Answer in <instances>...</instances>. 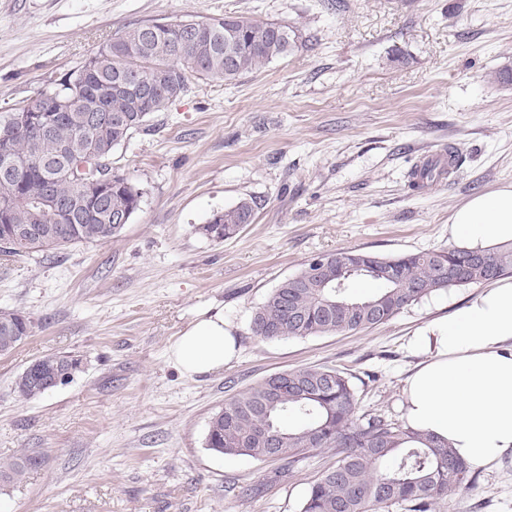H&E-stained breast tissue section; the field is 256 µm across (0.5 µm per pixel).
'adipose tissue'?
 Here are the masks:
<instances>
[{
  "label": "adipose tissue",
  "instance_id": "1",
  "mask_svg": "<svg viewBox=\"0 0 512 512\" xmlns=\"http://www.w3.org/2000/svg\"><path fill=\"white\" fill-rule=\"evenodd\" d=\"M458 248L512 242V184L471 196L452 213ZM418 361L403 390L407 428L447 445L471 470L512 461V279L494 280L465 305L409 340ZM237 354L223 314L200 316L169 348L186 375H204Z\"/></svg>",
  "mask_w": 512,
  "mask_h": 512
}]
</instances>
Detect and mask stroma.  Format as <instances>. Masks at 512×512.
<instances>
[{"label": "stroma", "mask_w": 512, "mask_h": 512, "mask_svg": "<svg viewBox=\"0 0 512 512\" xmlns=\"http://www.w3.org/2000/svg\"><path fill=\"white\" fill-rule=\"evenodd\" d=\"M300 31L288 55L234 81L198 80L112 156L143 190L122 234L25 257L0 255V310L33 332L0 356V512H300L334 452L290 466L205 446L211 415L285 369L327 366L354 386L358 414L402 422L406 340L477 294L451 288L389 322L337 336L266 341L251 317L319 254L385 256L450 247L469 197L512 184V0H0V116L80 66L105 39L157 19L225 14ZM456 148L450 177L414 191L425 156ZM249 199L238 236L204 235ZM223 313L239 354L180 373L170 344L201 311ZM81 369L23 401L33 361ZM429 512H512V466L470 472ZM80 359L66 353H53L36 360L33 368L29 366L16 377L13 383L14 392L25 400L35 399L49 391L47 375L54 369L70 370V382L79 371Z\"/></svg>", "instance_id": "stroma-1"}]
</instances>
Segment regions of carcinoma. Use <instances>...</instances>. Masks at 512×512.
Wrapping results in <instances>:
<instances>
[{"label":"carcinoma","instance_id":"1","mask_svg":"<svg viewBox=\"0 0 512 512\" xmlns=\"http://www.w3.org/2000/svg\"><path fill=\"white\" fill-rule=\"evenodd\" d=\"M302 41L299 30L272 22H255L226 14L206 21H153L127 28L101 43L56 87L43 93L29 122L0 140V253L25 256L74 244L104 243L119 236L139 210L142 191L118 167L99 193L112 204L107 220L82 217L71 224H42L28 188L50 187L62 203L81 193L75 175L92 151L112 155L142 129L151 115L166 110L188 92L195 79L231 84L242 75L288 54ZM443 175L435 165L413 169V178L431 184ZM255 220L247 199L224 209L202 226L216 241L236 237ZM351 250L324 256L328 273L352 261ZM365 272L333 290L309 276L312 263L282 280L255 310L254 335L264 340L343 335L384 324L405 308L449 288L480 285L512 273V243L480 251L485 267L471 264L475 252L439 251L381 256L355 253ZM375 288L362 296L350 293L353 282ZM33 321L18 310L0 311V355L13 352L28 336ZM80 359L53 353L36 360L13 383L25 400L47 391L54 369L79 371ZM288 391L273 403L266 376L225 402L208 421L206 447L222 455L257 460H299L310 449L336 451V465L310 487L301 512H375L389 502L413 504L428 512L432 502L468 480L469 470L446 446L429 436L376 415H356L350 379L328 367L309 366L279 372ZM30 457L0 465V477L17 480Z\"/></svg>","mask_w":512,"mask_h":512}]
</instances>
